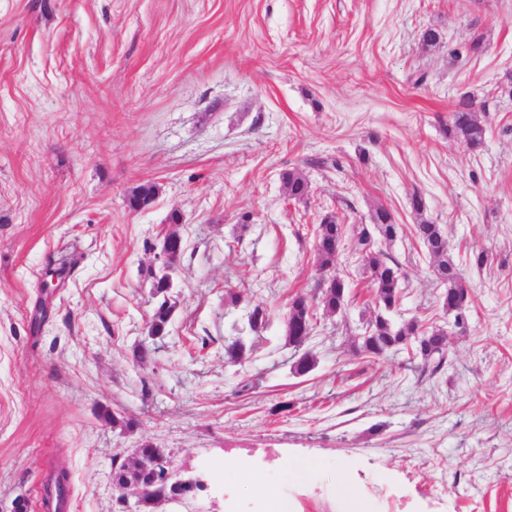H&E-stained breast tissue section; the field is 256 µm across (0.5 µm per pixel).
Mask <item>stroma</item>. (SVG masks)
Masks as SVG:
<instances>
[{
    "label": "stroma",
    "mask_w": 512,
    "mask_h": 512,
    "mask_svg": "<svg viewBox=\"0 0 512 512\" xmlns=\"http://www.w3.org/2000/svg\"><path fill=\"white\" fill-rule=\"evenodd\" d=\"M464 95L486 128L475 151L447 134ZM142 184L157 195L135 211ZM380 207L403 227L382 246L406 277L394 320L448 329L431 379L358 350L373 304L352 237ZM329 213L351 302L315 310L317 366L299 376L288 304L318 286ZM424 219L473 290L466 328L414 234ZM171 232L184 251L153 337ZM481 249L487 266L469 265ZM146 442L205 483L157 512H512V0H0V512L54 468L69 512H123L113 466ZM306 460L319 472L283 477ZM284 185L288 189V195L295 200H304L310 187L307 179L297 170H288L282 174Z\"/></svg>",
    "instance_id": "obj_1"
}]
</instances>
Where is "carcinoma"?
Here are the masks:
<instances>
[{
  "label": "carcinoma",
  "instance_id": "cac0c4a2",
  "mask_svg": "<svg viewBox=\"0 0 512 512\" xmlns=\"http://www.w3.org/2000/svg\"><path fill=\"white\" fill-rule=\"evenodd\" d=\"M485 136L486 128L473 112V102L462 105L452 114L448 137L462 141L476 151L483 146ZM282 180L291 198L300 201L308 196L309 183L299 171L284 172ZM152 194V185L138 186L128 197L129 207L136 210L147 205ZM318 227L315 252L319 269L331 273V277L323 279L316 296L310 298L305 294H297L290 302L286 333L288 343L298 350L305 345L301 337L312 333L313 307L319 306L324 313L337 315L344 312L350 302L349 281L335 268L342 225L337 223L336 216L327 214ZM414 231L434 260L435 273L444 285L443 307L453 315L455 322L467 320L472 308L471 293L462 269L448 252L445 231L441 225L430 221L415 225ZM402 232L401 225L393 223L389 212L379 208L373 216V223L362 225L356 234L354 250L362 254L376 312L364 336L360 337L359 350L374 360L405 350L410 359L420 361L422 374L431 378L442 373L448 365V332L441 327L423 325L416 319L397 325L389 318L390 313L400 306L403 296L400 271L398 263L378 249L376 242H392ZM171 313L172 307L168 301L158 303L150 321L151 335H165ZM316 365L315 356L305 351L299 355L292 369L295 374L303 376ZM159 456H164L163 451L146 442L135 449L132 461L123 460L113 469L112 482L119 498L123 500L128 493L135 494L138 512H154L159 502L178 501L186 495L187 488L183 486L182 480L172 474L164 477L159 472L153 473V461ZM68 486L69 474L65 471L48 479L43 487L44 502L53 501L56 507H62Z\"/></svg>",
  "mask_w": 512,
  "mask_h": 512
}]
</instances>
